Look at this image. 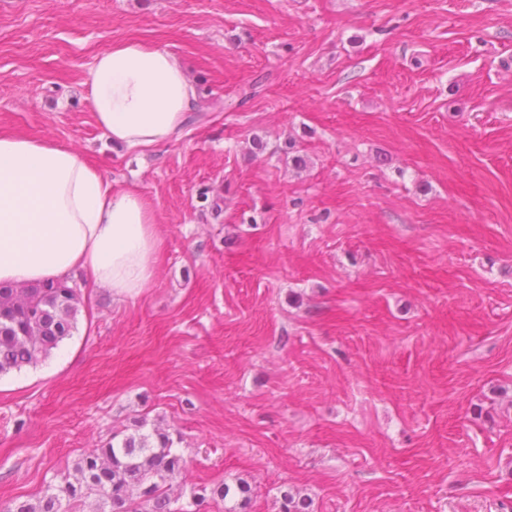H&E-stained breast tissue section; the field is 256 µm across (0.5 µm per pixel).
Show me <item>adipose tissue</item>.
Masks as SVG:
<instances>
[{
	"instance_id": "ef3b65f1",
	"label": "adipose tissue",
	"mask_w": 512,
	"mask_h": 512,
	"mask_svg": "<svg viewBox=\"0 0 512 512\" xmlns=\"http://www.w3.org/2000/svg\"><path fill=\"white\" fill-rule=\"evenodd\" d=\"M85 85L97 125L130 149L178 139L198 102L183 60L137 40L98 54ZM162 245L144 196L113 191L68 144L0 131V283L32 286L80 272L134 298L152 282Z\"/></svg>"
}]
</instances>
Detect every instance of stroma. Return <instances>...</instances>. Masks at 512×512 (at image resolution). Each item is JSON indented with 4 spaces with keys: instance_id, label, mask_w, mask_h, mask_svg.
I'll return each instance as SVG.
<instances>
[{
    "instance_id": "1",
    "label": "stroma",
    "mask_w": 512,
    "mask_h": 512,
    "mask_svg": "<svg viewBox=\"0 0 512 512\" xmlns=\"http://www.w3.org/2000/svg\"><path fill=\"white\" fill-rule=\"evenodd\" d=\"M123 40L182 58L177 140L98 127ZM0 131L83 152L163 239L139 296L82 285L73 336L0 377V510L140 427L184 505L512 512V0H0ZM231 488L224 483L201 484L192 489L191 499L200 505L206 501L213 502L216 506L224 509V512H247L251 500V487L247 483H241L233 492V503L227 502Z\"/></svg>"
}]
</instances>
